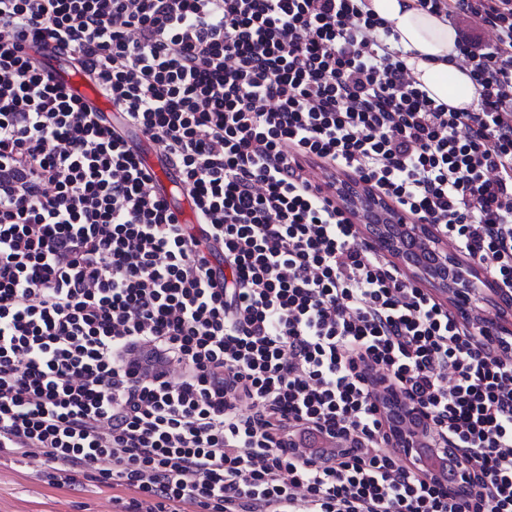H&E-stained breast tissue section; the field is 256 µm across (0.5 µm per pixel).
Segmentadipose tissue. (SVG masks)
Masks as SVG:
<instances>
[{"label": "adipose tissue", "instance_id": "ef3b65f1", "mask_svg": "<svg viewBox=\"0 0 512 512\" xmlns=\"http://www.w3.org/2000/svg\"><path fill=\"white\" fill-rule=\"evenodd\" d=\"M367 5L391 25L397 35L394 48L404 52L411 75L429 97L456 109L477 105L478 87L457 59L455 28L416 0H367Z\"/></svg>", "mask_w": 512, "mask_h": 512}]
</instances>
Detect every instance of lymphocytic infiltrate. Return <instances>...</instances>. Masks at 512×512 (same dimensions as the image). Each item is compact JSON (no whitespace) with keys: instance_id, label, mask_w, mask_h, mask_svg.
<instances>
[{"instance_id":"f902f5d3","label":"lymphocytic infiltrate","mask_w":512,"mask_h":512,"mask_svg":"<svg viewBox=\"0 0 512 512\" xmlns=\"http://www.w3.org/2000/svg\"><path fill=\"white\" fill-rule=\"evenodd\" d=\"M417 3L460 25L475 109L417 88L366 0H0V455L120 512H512V348L481 351L305 173L370 184L512 292V0ZM50 42L121 126L31 54ZM377 374L475 493L390 447ZM323 429L354 452L286 451ZM141 159L150 172L154 174L156 185L164 189L168 200L171 201V208L178 216L179 221L182 224H195L190 200L184 194H176L172 190L173 187H176V184L170 179L169 168L163 159V155L156 151L146 150L141 153ZM195 227L198 228V225L195 224Z\"/></svg>"}]
</instances>
